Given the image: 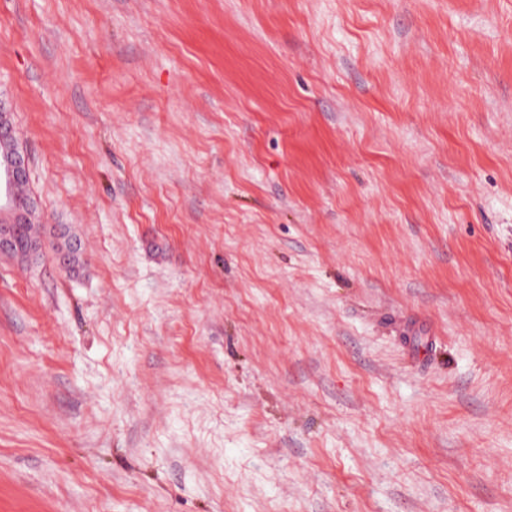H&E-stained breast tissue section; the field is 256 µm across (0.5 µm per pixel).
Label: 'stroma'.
I'll return each mask as SVG.
<instances>
[{"mask_svg": "<svg viewBox=\"0 0 512 512\" xmlns=\"http://www.w3.org/2000/svg\"><path fill=\"white\" fill-rule=\"evenodd\" d=\"M0 99V512H512V0H0ZM9 112L0 100V254L14 253L18 239L24 243L32 237V223L37 213L36 201L17 189L28 181V158L19 143Z\"/></svg>", "mask_w": 512, "mask_h": 512, "instance_id": "stroma-1", "label": "stroma"}]
</instances>
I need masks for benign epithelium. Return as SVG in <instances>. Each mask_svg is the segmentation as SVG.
<instances>
[{"label":"benign epithelium","instance_id":"benign-epithelium-1","mask_svg":"<svg viewBox=\"0 0 512 512\" xmlns=\"http://www.w3.org/2000/svg\"><path fill=\"white\" fill-rule=\"evenodd\" d=\"M28 178L27 155L19 143L11 112L0 102V254L17 249L15 225L31 224L36 216V201L18 193V187Z\"/></svg>","mask_w":512,"mask_h":512}]
</instances>
